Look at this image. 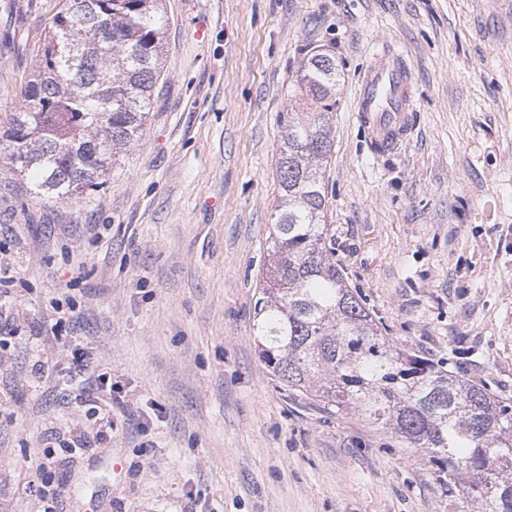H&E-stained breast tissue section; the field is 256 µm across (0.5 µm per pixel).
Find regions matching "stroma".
Wrapping results in <instances>:
<instances>
[{
    "mask_svg": "<svg viewBox=\"0 0 512 512\" xmlns=\"http://www.w3.org/2000/svg\"><path fill=\"white\" fill-rule=\"evenodd\" d=\"M0 0V121L59 0ZM161 96L102 188L43 200L0 160V512H465L384 430L293 403L254 305L279 202V116L304 48L336 57L325 171L336 258L395 344L512 402V0H165ZM404 55L408 140L354 101ZM112 375L110 439L61 398L72 351ZM61 466L40 471L45 456Z\"/></svg>",
    "mask_w": 512,
    "mask_h": 512,
    "instance_id": "35a3bbf8",
    "label": "stroma"
}]
</instances>
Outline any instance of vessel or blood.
<instances>
[{
	"instance_id": "1",
	"label": "vessel or blood",
	"mask_w": 512,
	"mask_h": 512,
	"mask_svg": "<svg viewBox=\"0 0 512 512\" xmlns=\"http://www.w3.org/2000/svg\"><path fill=\"white\" fill-rule=\"evenodd\" d=\"M412 110V80L404 58L388 50L376 53L362 78L356 112L378 152H389L406 139Z\"/></svg>"
}]
</instances>
